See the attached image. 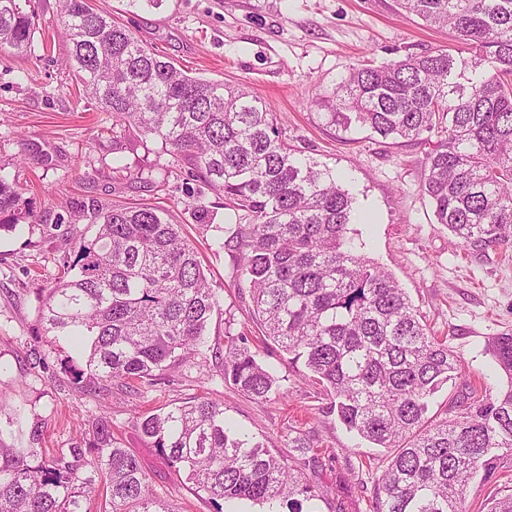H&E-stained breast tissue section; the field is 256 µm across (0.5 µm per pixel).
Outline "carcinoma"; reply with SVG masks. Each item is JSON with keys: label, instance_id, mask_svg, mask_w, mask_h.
<instances>
[{"label": "carcinoma", "instance_id": "cac0c4a2", "mask_svg": "<svg viewBox=\"0 0 512 512\" xmlns=\"http://www.w3.org/2000/svg\"><path fill=\"white\" fill-rule=\"evenodd\" d=\"M457 49L362 63L315 98L318 118L384 140L426 141L422 190L437 223L485 252L512 244V0H398ZM59 24L71 67L94 104L112 113V138L135 132L187 164L224 208L248 222L214 224L196 208L216 250L235 254L233 281L248 285L262 343L301 364L356 437L389 458L373 512H465L476 477L512 459V334L488 340L507 383L466 394L429 415L434 395L456 383L459 356L417 314L395 277L348 240L355 199L333 171L282 138L279 122L247 87L193 77L154 53L129 26L90 0H62ZM35 19L22 0H0V50H32ZM17 183L0 177V231L33 223ZM72 223L96 227L49 289L44 335L81 342L76 382L125 389L153 381L205 345L220 300L195 247L169 210L152 203L79 201ZM224 328V382L255 400L280 394L279 377ZM137 427L163 461L184 471L215 512L249 501L264 512H316L320 488L294 452H324L301 436L273 451L230 426L208 398L157 406ZM43 428L26 445L0 444V512H173L154 493L137 456L100 410L56 456ZM340 509L354 487L336 476ZM487 512H512V484L494 489Z\"/></svg>", "mask_w": 512, "mask_h": 512}]
</instances>
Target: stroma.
<instances>
[{"label":"stroma","instance_id":"35a3bbf8","mask_svg":"<svg viewBox=\"0 0 512 512\" xmlns=\"http://www.w3.org/2000/svg\"><path fill=\"white\" fill-rule=\"evenodd\" d=\"M130 26L148 46L189 75L242 83L282 121L288 144L330 167L356 200L349 236L358 250L391 272L437 335L462 361L463 380L438 392L435 411L467 386L499 388L503 378L485 352L488 339L512 333V248L472 252L436 223L422 192L427 142L391 144L363 129L321 123L311 101L367 60L381 65L410 53L442 49L447 31L407 15L397 0H163L138 9L128 0H92ZM38 28L31 53L0 52V176L26 186L38 221L0 234V429L19 433L41 421L43 448L67 447L85 416L108 407L115 435L140 460L158 497L172 512H213L185 474L174 472L137 428L142 407L199 397L223 403L226 416L268 448L287 451L299 430L311 444L333 451L310 463L307 475L323 492L318 512H336L337 474L351 478L348 512H368L383 449L356 442L328 410L322 389L274 345H262L249 316L247 286L231 279L233 259L212 252L194 217L207 206L217 224L235 221L204 183L154 142L112 136V115L88 103L67 64L69 42L59 29V0H31ZM143 200L170 210L202 256L221 311L208 345L164 372L158 384L135 391L78 389L65 342L46 341L38 310L62 271L91 239L92 226L73 224L75 200ZM244 333L259 360L275 368L283 398L258 401L224 382V322ZM48 366H33L31 349Z\"/></svg>","mask_w":512,"mask_h":512}]
</instances>
